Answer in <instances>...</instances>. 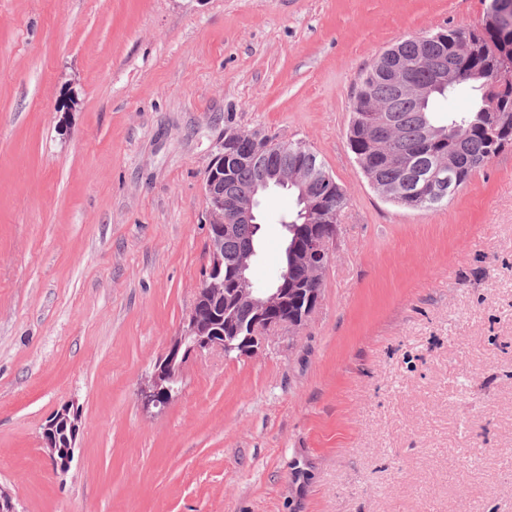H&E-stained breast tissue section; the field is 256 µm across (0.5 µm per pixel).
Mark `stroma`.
<instances>
[{
    "instance_id": "obj_1",
    "label": "stroma",
    "mask_w": 512,
    "mask_h": 512,
    "mask_svg": "<svg viewBox=\"0 0 512 512\" xmlns=\"http://www.w3.org/2000/svg\"><path fill=\"white\" fill-rule=\"evenodd\" d=\"M488 5L0 0V487L19 512H512V146L412 210L347 140L383 50ZM229 125L317 154L347 194L338 240L304 325L195 357L147 410L203 282ZM294 207L259 196L254 284ZM71 400L60 476L42 428Z\"/></svg>"
}]
</instances>
